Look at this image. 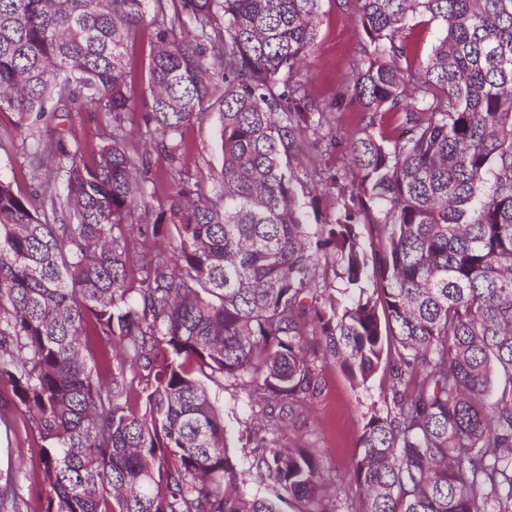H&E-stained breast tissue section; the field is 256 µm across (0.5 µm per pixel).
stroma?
<instances>
[{
  "label": "stroma",
  "instance_id": "obj_1",
  "mask_svg": "<svg viewBox=\"0 0 512 512\" xmlns=\"http://www.w3.org/2000/svg\"><path fill=\"white\" fill-rule=\"evenodd\" d=\"M360 38L354 20L340 12L333 0H325L318 43L302 70L315 97L330 99L340 91L356 57ZM17 121V114L0 112V178L10 181L20 194L30 195L39 191L40 184L28 172L29 145L17 135ZM39 131L44 136L65 132L68 140L81 142L90 152L98 150L103 143L101 118L90 112L73 115L68 120L46 117ZM185 138L188 149L178 162H169L165 155L156 152L148 158L150 175L155 180L154 203L165 200L173 180L193 183L200 172L217 173L222 168L217 116L190 124ZM316 366L324 389L308 408L284 415L282 438L286 444L299 443L314 449L325 478L340 483L341 497H351L355 491L346 485L345 477L353 460L362 452L360 434L365 419L386 410L387 375L377 372L367 384L358 385L334 362L320 360ZM216 397L230 431L229 450L242 466H249L247 440L254 432L252 405L244 393L231 387L217 391ZM41 458V442L22 417H15L10 428H0V483H13L19 495L20 512H44L46 508Z\"/></svg>",
  "mask_w": 512,
  "mask_h": 512
}]
</instances>
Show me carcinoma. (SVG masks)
<instances>
[{
    "mask_svg": "<svg viewBox=\"0 0 512 512\" xmlns=\"http://www.w3.org/2000/svg\"><path fill=\"white\" fill-rule=\"evenodd\" d=\"M322 2L0 0V112L16 132L60 110L106 118L89 157L36 141L32 176H63V193L0 179V382L14 395L0 424L20 414L43 442L45 512H279L255 478L333 512L313 453L274 421L239 467L205 385L291 410L320 394L319 358L357 384L390 374L350 470L354 512H512V0H335L362 38L330 102L299 73ZM414 15L442 28L424 61ZM147 17L134 128L127 49ZM352 101L353 170L308 183L309 136L337 145L332 114ZM214 106L219 176L176 182L153 209L140 144L176 161ZM335 190L321 211L317 192ZM322 270L358 298L343 303ZM0 512H19L8 481Z\"/></svg>",
    "mask_w": 512,
    "mask_h": 512,
    "instance_id": "obj_1",
    "label": "carcinoma"
}]
</instances>
